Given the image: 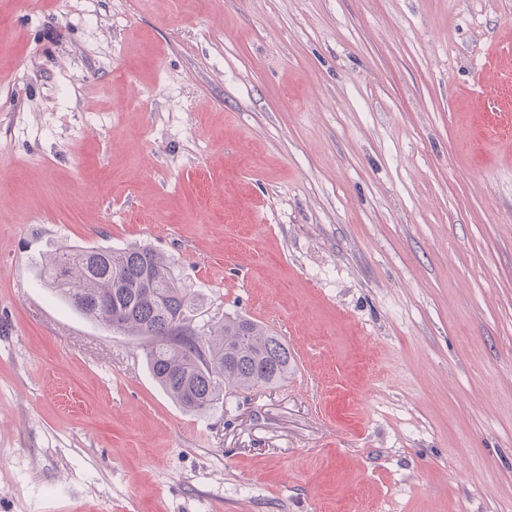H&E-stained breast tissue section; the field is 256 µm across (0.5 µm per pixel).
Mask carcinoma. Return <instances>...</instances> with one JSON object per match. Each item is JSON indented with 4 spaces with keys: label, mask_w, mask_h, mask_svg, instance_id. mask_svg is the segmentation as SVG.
I'll list each match as a JSON object with an SVG mask.
<instances>
[{
    "label": "carcinoma",
    "mask_w": 512,
    "mask_h": 512,
    "mask_svg": "<svg viewBox=\"0 0 512 512\" xmlns=\"http://www.w3.org/2000/svg\"><path fill=\"white\" fill-rule=\"evenodd\" d=\"M44 282L100 326L144 342L156 382L189 412H205L224 390L271 388L294 370L288 346L244 317L193 321L195 295L180 287L169 260L141 246L80 247L43 262Z\"/></svg>",
    "instance_id": "cac0c4a2"
}]
</instances>
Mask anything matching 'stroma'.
Here are the masks:
<instances>
[{"instance_id":"1","label":"stroma","mask_w":512,"mask_h":512,"mask_svg":"<svg viewBox=\"0 0 512 512\" xmlns=\"http://www.w3.org/2000/svg\"><path fill=\"white\" fill-rule=\"evenodd\" d=\"M133 244L288 381L40 276ZM0 512H512V0H0ZM42 269L46 286L71 308L112 333L142 340L153 378L186 411L210 410L226 389L280 385L294 370L288 346L251 319L194 322L195 295L149 247L68 249Z\"/></svg>"}]
</instances>
